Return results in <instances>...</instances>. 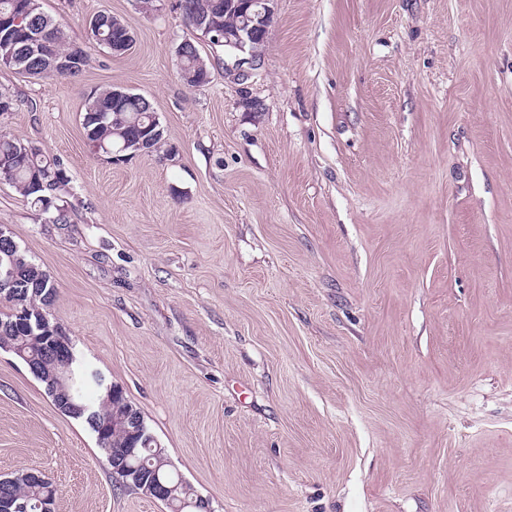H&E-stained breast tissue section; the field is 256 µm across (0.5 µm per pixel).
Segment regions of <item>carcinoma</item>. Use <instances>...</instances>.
Masks as SVG:
<instances>
[{"instance_id": "obj_1", "label": "carcinoma", "mask_w": 512, "mask_h": 512, "mask_svg": "<svg viewBox=\"0 0 512 512\" xmlns=\"http://www.w3.org/2000/svg\"><path fill=\"white\" fill-rule=\"evenodd\" d=\"M30 12L23 21L26 28L31 25L39 27L42 37L47 41L58 59L73 64L74 70L48 64L35 55L28 54V38L18 30L11 57L0 54V65L17 69L14 58H28V65L23 73L37 80L52 77L75 78L90 65L92 56L82 45L72 41L65 29L56 24L42 9L40 0H27ZM179 8L185 22L193 17L206 19L210 27L207 34L209 42L217 47L224 46L221 34L224 29L237 23L238 16L231 9L230 0H180ZM90 31L96 44L107 47L112 39V15L99 13L90 21ZM181 79L191 87L209 83V66L202 58L198 46L191 47L184 55L178 57ZM108 87L94 93L85 105L83 126L87 139L98 143L99 152L110 155L124 144L134 139L148 138L151 140L152 151L156 152L165 145V130L162 126H154L155 111L150 101L133 93L118 108H112V92ZM0 180L12 184L19 194L27 200L37 215L51 214L52 222H67V208L62 204V193L68 184L66 172L57 159L44 156L40 150L24 143L10 133H0ZM20 259L21 264H28L38 274L31 275L19 282L11 294L0 293V343L12 341L23 343L28 352L41 355L43 341L40 331L34 327L17 322V312L26 308L33 315H50V308L56 297L57 288L49 274L37 264L17 243H11L8 249L0 250V267L8 265L9 256ZM73 392L78 394L80 403L87 407V412L79 415L95 434L98 444L108 443L114 448H126L132 436L130 421L122 418V412L131 410L132 418L138 425L145 426L140 412L126 400L118 398L112 403L105 402L106 377L97 370L90 368L81 359L73 362ZM92 386L97 392V401L91 402L80 395V388ZM168 459L164 448H153L139 454V459L130 460L134 466L128 481L135 489L151 476V468L158 462ZM159 475L167 487L171 488L162 502L169 512H196L190 503L196 494L174 468L165 464L160 467ZM4 490L13 497L27 501L30 512H40L37 504L44 503V498L57 494L51 480H43L33 471H26L8 476L3 481Z\"/></svg>"}]
</instances>
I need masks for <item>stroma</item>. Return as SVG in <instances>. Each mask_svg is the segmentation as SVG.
<instances>
[{
    "label": "stroma",
    "instance_id": "1",
    "mask_svg": "<svg viewBox=\"0 0 512 512\" xmlns=\"http://www.w3.org/2000/svg\"><path fill=\"white\" fill-rule=\"evenodd\" d=\"M42 7L134 42L76 79L0 67V131L69 179L64 224L0 182V226L211 512H512V0H276L250 77L199 38L200 87L178 0ZM111 86L171 155L94 152ZM28 469L55 512H167L0 349V476ZM112 18L116 17L108 13H99L90 21V31L93 39L97 45L106 49H108V42L112 39ZM185 40L191 41L193 43V47H191L184 55L178 56L179 74L181 79L191 87L208 84L209 79L207 73H211L210 68L202 58L196 41L190 38Z\"/></svg>",
    "mask_w": 512,
    "mask_h": 512
}]
</instances>
